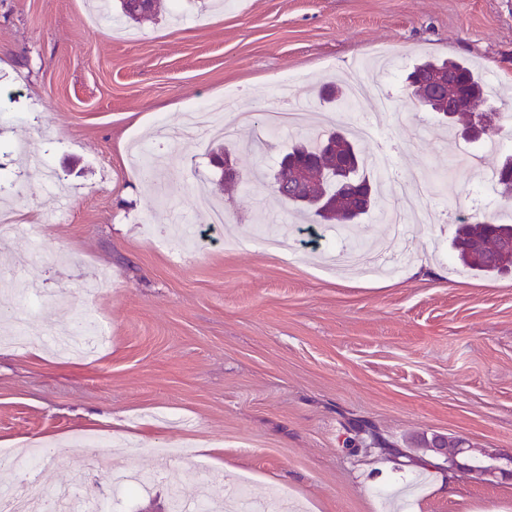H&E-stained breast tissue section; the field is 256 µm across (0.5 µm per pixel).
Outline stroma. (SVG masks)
Wrapping results in <instances>:
<instances>
[{
  "mask_svg": "<svg viewBox=\"0 0 512 512\" xmlns=\"http://www.w3.org/2000/svg\"><path fill=\"white\" fill-rule=\"evenodd\" d=\"M425 57L472 62L512 117V0H160L121 35L94 23L87 0H0V152L26 140L45 154L0 172L13 216L0 223V273L45 292H0V328L14 313L45 339L36 351L0 345V448L57 439L38 463L56 490L78 475L85 441H115L132 473L160 467L157 449L195 447L145 495L116 501L111 471L84 476L80 496L113 500V512H164L171 481L214 499L243 482L285 512H389L398 490L402 512H512V481L407 459L436 434L512 451V272L464 271L451 248L474 208L454 209L437 238L406 223L399 276L331 275L319 226L249 176L297 134L238 126L239 177L225 181L183 124L228 90L242 110L279 106L290 75L305 80L296 106L342 121V102L318 90L356 71L392 95L388 110L368 95L357 109L382 133L394 210L404 179L455 162L465 188L503 160L482 149L466 161L468 142L409 96ZM160 118L161 160L146 174L133 143ZM204 186L223 224L196 208ZM261 234L286 238L289 255ZM90 315L101 342L61 352ZM202 445L222 446L223 462Z\"/></svg>",
  "mask_w": 512,
  "mask_h": 512,
  "instance_id": "stroma-1",
  "label": "stroma"
}]
</instances>
